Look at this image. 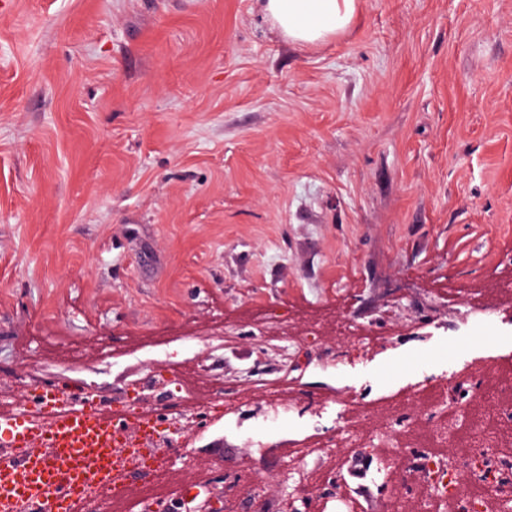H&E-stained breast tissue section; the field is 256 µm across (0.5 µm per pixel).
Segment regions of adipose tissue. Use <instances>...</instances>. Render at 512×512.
I'll list each match as a JSON object with an SVG mask.
<instances>
[{
	"mask_svg": "<svg viewBox=\"0 0 512 512\" xmlns=\"http://www.w3.org/2000/svg\"><path fill=\"white\" fill-rule=\"evenodd\" d=\"M264 20L284 39L312 45L336 37L353 21L358 0H257Z\"/></svg>",
	"mask_w": 512,
	"mask_h": 512,
	"instance_id": "obj_1",
	"label": "adipose tissue"
}]
</instances>
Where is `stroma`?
<instances>
[{"label": "stroma", "instance_id": "obj_1", "mask_svg": "<svg viewBox=\"0 0 512 512\" xmlns=\"http://www.w3.org/2000/svg\"><path fill=\"white\" fill-rule=\"evenodd\" d=\"M341 320L365 338L323 367ZM425 332L470 348L446 360ZM460 371L512 386V0H359L312 47L255 0H0V413L54 379L190 422L188 464L112 512L232 477L257 441L277 497L345 424L442 447L387 418L438 410L431 378ZM273 396L321 430L263 421ZM227 402L237 426L205 424ZM340 463L363 512H419Z\"/></svg>", "mask_w": 512, "mask_h": 512}]
</instances>
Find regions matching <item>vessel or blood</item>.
<instances>
[{
	"label": "vessel or blood",
	"instance_id": "1",
	"mask_svg": "<svg viewBox=\"0 0 512 512\" xmlns=\"http://www.w3.org/2000/svg\"><path fill=\"white\" fill-rule=\"evenodd\" d=\"M38 415H0V512H74L90 490L111 500L147 477L136 448L119 441L143 421L140 408L106 411L100 397L71 389L73 409L52 408L59 383L44 381Z\"/></svg>",
	"mask_w": 512,
	"mask_h": 512
}]
</instances>
